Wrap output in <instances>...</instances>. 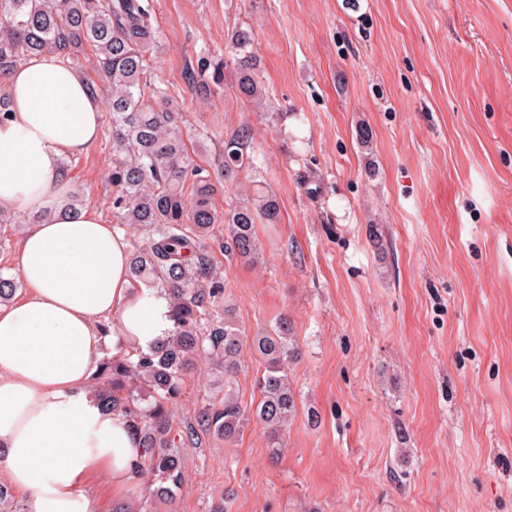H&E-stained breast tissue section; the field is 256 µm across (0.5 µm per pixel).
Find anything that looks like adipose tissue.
<instances>
[{
  "label": "adipose tissue",
  "mask_w": 512,
  "mask_h": 512,
  "mask_svg": "<svg viewBox=\"0 0 512 512\" xmlns=\"http://www.w3.org/2000/svg\"><path fill=\"white\" fill-rule=\"evenodd\" d=\"M5 89L0 208L33 214L73 192L62 161L97 139L101 101L52 55L11 71ZM129 254L126 238L85 207L57 212L19 244L27 291L0 305V465L26 512H96L86 489L98 477L117 501L134 482L140 438L89 389L104 349L146 351L173 327L166 293L130 278Z\"/></svg>",
  "instance_id": "obj_1"
}]
</instances>
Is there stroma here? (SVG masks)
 Here are the masks:
<instances>
[{
  "label": "stroma",
  "mask_w": 512,
  "mask_h": 512,
  "mask_svg": "<svg viewBox=\"0 0 512 512\" xmlns=\"http://www.w3.org/2000/svg\"><path fill=\"white\" fill-rule=\"evenodd\" d=\"M166 88L206 160L251 128L255 184L280 220L257 262L206 248L243 336L288 319L298 410L280 447L253 412L265 362L243 345L232 385L184 379L170 436L232 388L251 417L227 443L198 429L183 480L146 512H512V0H149ZM251 29L261 104L235 95L225 47ZM213 64L200 97L184 73ZM372 131L369 145L356 138ZM112 134L69 158L86 208L113 223Z\"/></svg>",
  "instance_id": "stroma-1"
}]
</instances>
